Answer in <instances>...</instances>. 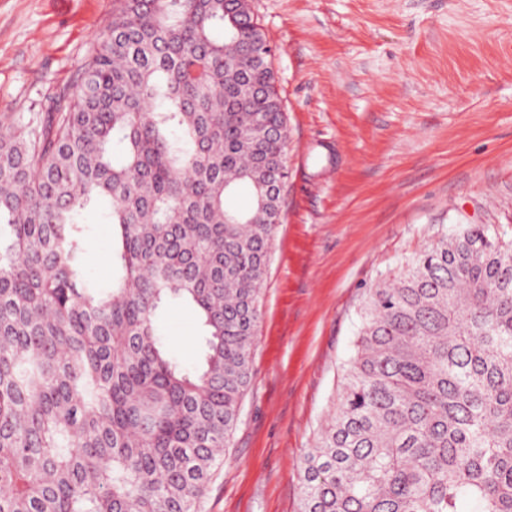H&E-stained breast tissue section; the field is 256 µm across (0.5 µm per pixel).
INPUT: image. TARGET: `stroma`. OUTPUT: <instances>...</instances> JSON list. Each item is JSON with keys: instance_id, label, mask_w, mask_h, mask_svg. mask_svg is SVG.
Instances as JSON below:
<instances>
[{"instance_id": "1", "label": "stroma", "mask_w": 512, "mask_h": 512, "mask_svg": "<svg viewBox=\"0 0 512 512\" xmlns=\"http://www.w3.org/2000/svg\"><path fill=\"white\" fill-rule=\"evenodd\" d=\"M287 119L282 222L251 384L204 512H299L300 466L336 408L379 280L461 224L512 235V0H252ZM117 0H0V126L78 80ZM106 204L87 268L108 283ZM201 359L192 308L159 316Z\"/></svg>"}]
</instances>
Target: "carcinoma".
<instances>
[{"label":"carcinoma","instance_id":"cac0c4a2","mask_svg":"<svg viewBox=\"0 0 512 512\" xmlns=\"http://www.w3.org/2000/svg\"><path fill=\"white\" fill-rule=\"evenodd\" d=\"M96 41L50 112L0 130V512H203L252 378L285 112L240 0H121ZM100 200L106 289L80 220ZM170 302L206 328L199 369L159 334ZM359 315L299 512H512V238L458 225Z\"/></svg>","mask_w":512,"mask_h":512}]
</instances>
